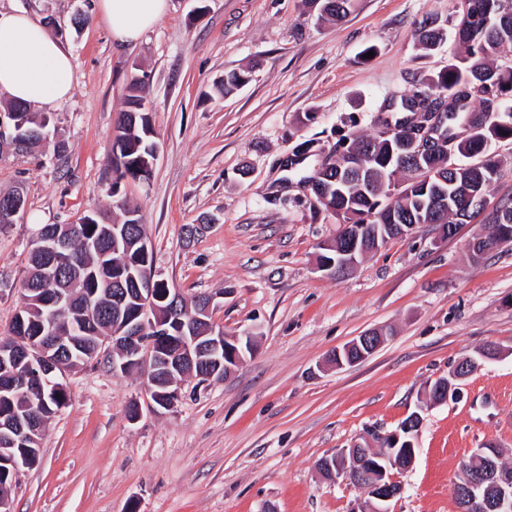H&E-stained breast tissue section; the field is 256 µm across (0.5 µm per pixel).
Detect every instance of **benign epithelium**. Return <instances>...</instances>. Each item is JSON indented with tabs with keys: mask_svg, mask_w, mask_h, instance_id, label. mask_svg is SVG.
Here are the masks:
<instances>
[{
	"mask_svg": "<svg viewBox=\"0 0 512 512\" xmlns=\"http://www.w3.org/2000/svg\"><path fill=\"white\" fill-rule=\"evenodd\" d=\"M428 125L410 130L404 127H392L386 130L384 137L388 145L395 149L399 158L423 168L421 156L430 152ZM25 134L23 120L19 113L0 114V146L12 147L16 140ZM25 210L23 196L15 197L12 204L0 213V222L15 224L23 217ZM348 230L345 243L323 244V248L335 251L331 260H323L319 269L327 274L344 275L363 258L368 249L359 245L364 236L378 241L385 232L392 231L399 236L411 234L414 224H345ZM39 241L38 248L50 254L53 259L61 260L71 254L69 239L59 234L49 240ZM161 280L156 271L145 269L134 280L131 289L133 301L138 303L139 320L132 323L118 320L107 335L97 337L93 353H98L103 346L112 349V372L124 374L133 366L144 370L156 369L159 372H171V369H198L197 377L203 381L223 379L233 373L244 361L245 348L239 347L242 340L252 341V337L240 338L226 336L222 330H212L208 340L194 336L181 327L177 331L169 328V319L162 317L160 304L172 301V306L182 299L179 292L157 289ZM55 307L54 317L37 328V335L17 336L15 344L0 351L3 364H22L27 369L41 376L42 384L32 386L25 381L10 382L0 389L19 397H30L43 392L44 386L64 389L62 382L65 367L55 361L51 351L59 345L69 349L71 343V297L56 294L47 302ZM384 343L383 333L374 330L366 332L332 353L334 366L342 369L352 366L375 353ZM470 364L461 362L454 366L448 377L435 383L432 388L433 402L443 404L448 399L459 395L457 382L469 376ZM179 380L161 384L156 380L150 382L148 392L156 406L171 407L177 397ZM421 416L415 414L406 423L390 432L383 443L391 448L380 453L375 448H340L322 457L320 473L333 483L340 481L354 482L362 480L361 488L365 498L358 500L350 512H393L391 504L403 493V486L396 478V473L410 468L416 459L414 437L418 432ZM6 428L9 444L0 448V463L11 466L10 480L0 482V512H10L11 492L15 488L19 475L31 467L38 458L40 449L29 448L27 443L36 440L41 432L37 422L19 416L11 420ZM472 459L481 462V467L474 471L466 481L456 485L454 499L458 512H512V468L500 462L499 449L487 444L472 450Z\"/></svg>",
	"mask_w": 512,
	"mask_h": 512,
	"instance_id": "benign-epithelium-1",
	"label": "benign epithelium"
}]
</instances>
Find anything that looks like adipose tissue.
<instances>
[{"label": "adipose tissue", "mask_w": 512, "mask_h": 512, "mask_svg": "<svg viewBox=\"0 0 512 512\" xmlns=\"http://www.w3.org/2000/svg\"><path fill=\"white\" fill-rule=\"evenodd\" d=\"M168 0H97L113 41L136 45L166 15ZM74 88L70 53L26 12L0 11V93L34 107L68 99Z\"/></svg>", "instance_id": "1"}]
</instances>
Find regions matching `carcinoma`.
<instances>
[{
    "label": "carcinoma",
    "instance_id": "carcinoma-1",
    "mask_svg": "<svg viewBox=\"0 0 512 512\" xmlns=\"http://www.w3.org/2000/svg\"><path fill=\"white\" fill-rule=\"evenodd\" d=\"M324 14L336 20L349 11L351 0H324ZM502 0H465L454 25V37L462 51L448 58V65L438 71L422 74L414 80L412 88L399 95L397 101L381 105L383 116L378 118V130L372 136L340 138L349 142L359 156L358 168L351 173V180H336V171L318 170L309 177L311 190L323 196L330 194L335 212L342 213L345 222L362 224H462L460 212L466 209V198L489 195L492 184L498 178V164L489 154L494 141L512 139V66L498 62L501 47L512 44V17L501 13ZM448 33L437 19L425 18L419 26L417 39L425 50H433L447 39ZM251 80V71L233 70L215 83V90L227 95L246 85ZM144 79L134 76L130 82L128 109L117 123L112 140V156L109 173L105 180L111 182L114 207L127 214L125 182L141 181V160L150 156L154 140L144 97L141 95ZM428 90L436 95L448 97V110L444 111L445 134L448 147L437 148L428 155L425 166L434 172L432 182H448L450 207L442 212H428L422 201L429 198L433 186L425 193L406 194L398 201L394 212L383 210V197L379 192L390 187L395 175L402 173L410 181L415 177L410 166H398L390 158L387 139L383 138L390 122H398L405 116L404 102L416 93ZM25 129L29 135L23 144L13 147V152L22 153L39 143V132L46 115L37 112L22 113ZM469 159V163L448 170V152ZM482 217V222L492 226L485 246L489 247L512 232V201L501 200L484 213L470 210L468 219ZM140 216L125 217L120 222L105 224L99 218H91L89 224H74L70 227L78 272L53 273L46 268L48 260L37 251L30 252L28 277L23 282V297L46 295L62 288L77 290V294L93 295L95 305L79 314L76 323L86 330V336L106 335L111 324L112 297L121 286L116 276L100 272L103 252L118 249L130 265L140 262L153 267V252L140 253L139 239L143 225ZM53 308L34 305L24 313L27 329H33L52 316ZM67 403V396L49 388L36 393L27 400L12 397L0 391V412L8 410L19 415L28 414L45 425L50 414Z\"/></svg>",
    "mask_w": 512,
    "mask_h": 512
}]
</instances>
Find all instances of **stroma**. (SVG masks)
Returning a JSON list of instances; mask_svg holds the SVG:
<instances>
[{"label":"stroma","mask_w":512,"mask_h":512,"mask_svg":"<svg viewBox=\"0 0 512 512\" xmlns=\"http://www.w3.org/2000/svg\"><path fill=\"white\" fill-rule=\"evenodd\" d=\"M456 3L351 0L345 19L322 22V0H169L138 44L118 47L95 0H0L46 23L75 70L71 97L46 110L54 135L29 154L0 153V192L22 188L26 204L0 229V339L22 304L36 229L92 211L120 218L101 182L141 71L159 153L127 194L155 269L185 299L220 294L215 326L255 338L228 377H185L168 410L149 407L144 373L114 374L106 356L67 369L68 402L11 512H350L363 490L324 480L317 461L378 447L415 412L416 460L398 475L394 512H457L460 464L482 444L512 464V243L475 258L469 244L486 224L449 239L424 224L336 278L316 261L339 224L305 184L340 135H373L385 97L446 64L454 38L425 52L416 30L429 16L453 29ZM241 69L251 81L218 95L215 81ZM302 142L309 158L287 168ZM381 328L389 335L373 355L330 364ZM491 345L504 355L478 359L459 398L429 405L435 381Z\"/></svg>","instance_id":"1"}]
</instances>
